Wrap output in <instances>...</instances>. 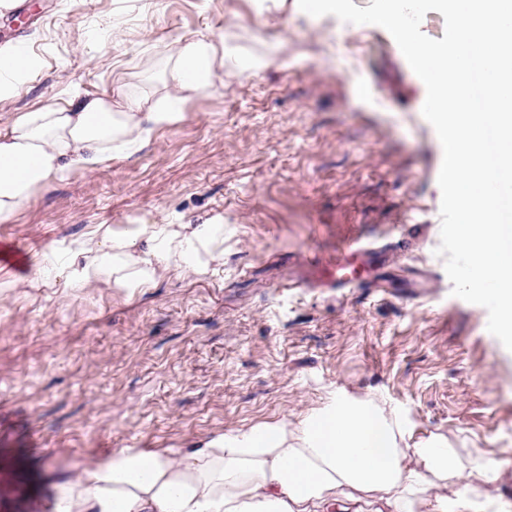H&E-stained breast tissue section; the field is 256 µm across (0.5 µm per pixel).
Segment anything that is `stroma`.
I'll use <instances>...</instances> for the list:
<instances>
[{
    "label": "stroma",
    "instance_id": "1",
    "mask_svg": "<svg viewBox=\"0 0 512 512\" xmlns=\"http://www.w3.org/2000/svg\"><path fill=\"white\" fill-rule=\"evenodd\" d=\"M0 46L38 59L0 117L71 94L150 95L160 49L208 33L235 49L181 120L130 157L38 190L0 224L25 258L91 224L224 217V265L134 296L0 295V512H51L47 464L117 448L177 454L294 420L332 391L385 402L405 444L442 438L495 461L512 512V351L453 296L440 243L443 149L426 87L376 25L297 0H15ZM277 49L279 66L238 60ZM355 239L391 246L394 289L320 286Z\"/></svg>",
    "mask_w": 512,
    "mask_h": 512
}]
</instances>
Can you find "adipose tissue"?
<instances>
[{
	"label": "adipose tissue",
	"instance_id": "obj_1",
	"mask_svg": "<svg viewBox=\"0 0 512 512\" xmlns=\"http://www.w3.org/2000/svg\"><path fill=\"white\" fill-rule=\"evenodd\" d=\"M163 53L160 95L76 94L0 125L1 224L49 182L138 152L223 75L228 50L200 35ZM223 264L222 216L200 224L131 220L92 225L0 284L132 294L167 274L204 275ZM402 439L378 402L335 393L298 422L225 432L177 457L119 449L63 477L53 512H484L494 466L443 440L406 448Z\"/></svg>",
	"mask_w": 512,
	"mask_h": 512
}]
</instances>
